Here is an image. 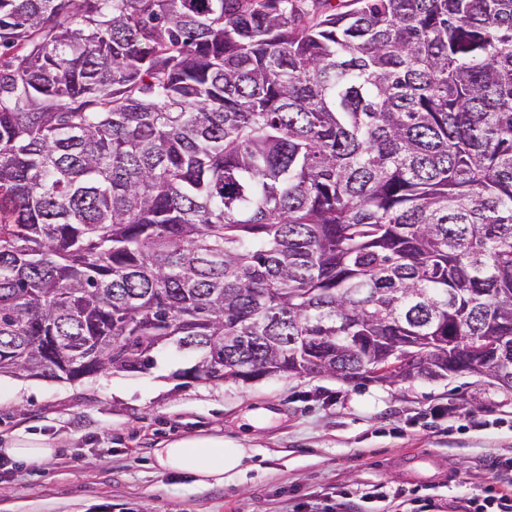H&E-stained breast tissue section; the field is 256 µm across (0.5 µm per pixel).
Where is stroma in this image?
I'll return each instance as SVG.
<instances>
[{"label": "stroma", "mask_w": 512, "mask_h": 512, "mask_svg": "<svg viewBox=\"0 0 512 512\" xmlns=\"http://www.w3.org/2000/svg\"><path fill=\"white\" fill-rule=\"evenodd\" d=\"M190 363L162 351L142 373L0 386V448L23 431L55 449L0 457V512H476L486 464L512 461V390L468 373L175 378ZM194 437L245 449L223 484L156 466L154 449Z\"/></svg>", "instance_id": "obj_1"}]
</instances>
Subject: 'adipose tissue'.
Segmentation results:
<instances>
[{
	"label": "adipose tissue",
	"mask_w": 512,
	"mask_h": 512,
	"mask_svg": "<svg viewBox=\"0 0 512 512\" xmlns=\"http://www.w3.org/2000/svg\"><path fill=\"white\" fill-rule=\"evenodd\" d=\"M243 456V449L225 447L220 440L201 438L180 439L154 451L160 468L192 475L202 486L223 483L225 473L237 468Z\"/></svg>",
	"instance_id": "obj_1"
}]
</instances>
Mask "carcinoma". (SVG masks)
<instances>
[{
  "label": "carcinoma",
  "mask_w": 512,
  "mask_h": 512,
  "mask_svg": "<svg viewBox=\"0 0 512 512\" xmlns=\"http://www.w3.org/2000/svg\"><path fill=\"white\" fill-rule=\"evenodd\" d=\"M2 56L0 376L512 389V0H0ZM418 355L409 353L407 351H392L387 357V365L384 370L379 372H374V376H378L384 379L388 377L390 374H401L408 370V363H414L418 359Z\"/></svg>",
  "instance_id": "carcinoma-1"
}]
</instances>
